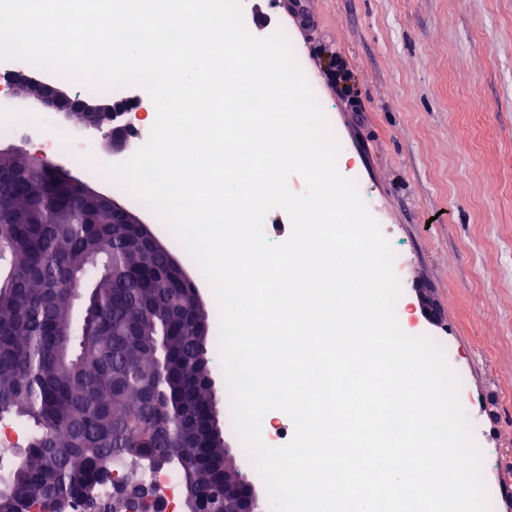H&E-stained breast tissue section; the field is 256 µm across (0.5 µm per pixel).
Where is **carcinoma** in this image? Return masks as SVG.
Returning <instances> with one entry per match:
<instances>
[{
	"mask_svg": "<svg viewBox=\"0 0 512 512\" xmlns=\"http://www.w3.org/2000/svg\"><path fill=\"white\" fill-rule=\"evenodd\" d=\"M193 283L134 224L112 223L21 152L0 157V421L33 425L0 484V512L78 501L84 512H151L132 479L97 491L122 459L157 467L178 449L183 486L216 493L233 470L213 433L206 314ZM86 298L79 326L72 303Z\"/></svg>",
	"mask_w": 512,
	"mask_h": 512,
	"instance_id": "cac0c4a2",
	"label": "carcinoma"
}]
</instances>
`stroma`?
I'll return each instance as SVG.
<instances>
[{
  "label": "stroma",
  "mask_w": 512,
  "mask_h": 512,
  "mask_svg": "<svg viewBox=\"0 0 512 512\" xmlns=\"http://www.w3.org/2000/svg\"><path fill=\"white\" fill-rule=\"evenodd\" d=\"M313 28L289 21L304 75L342 138L347 178L359 181L370 212L399 258L400 303L410 335L440 339L465 382L461 402L483 448V477L495 512H512V0H308ZM352 74L353 93L328 66ZM67 139L53 155L119 199L106 175L90 178L85 155L115 163L96 129L51 114ZM430 289L437 316L426 314ZM213 395L233 467L265 486L231 419L223 373Z\"/></svg>",
  "instance_id": "1"
}]
</instances>
